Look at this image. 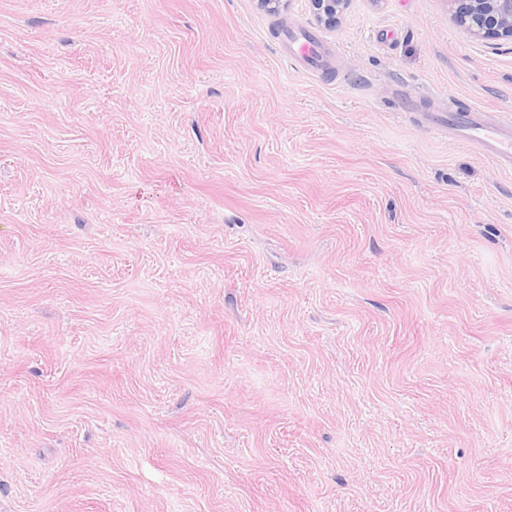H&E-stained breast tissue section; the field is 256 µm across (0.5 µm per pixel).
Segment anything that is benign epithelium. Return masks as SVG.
Instances as JSON below:
<instances>
[{"label": "benign epithelium", "instance_id": "7a95c632", "mask_svg": "<svg viewBox=\"0 0 512 512\" xmlns=\"http://www.w3.org/2000/svg\"><path fill=\"white\" fill-rule=\"evenodd\" d=\"M459 25L473 35L512 42V0H452ZM350 0H310L314 19L336 25Z\"/></svg>", "mask_w": 512, "mask_h": 512}]
</instances>
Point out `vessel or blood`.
<instances>
[{"instance_id": "vessel-or-blood-1", "label": "vessel or blood", "mask_w": 512, "mask_h": 512, "mask_svg": "<svg viewBox=\"0 0 512 512\" xmlns=\"http://www.w3.org/2000/svg\"><path fill=\"white\" fill-rule=\"evenodd\" d=\"M282 39L293 45L294 53L307 70L321 71L325 61L324 43L310 30L286 29ZM432 129L465 143L505 171L512 170V118L474 107L456 112H433Z\"/></svg>"}]
</instances>
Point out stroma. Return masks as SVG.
<instances>
[{"label": "stroma", "mask_w": 512, "mask_h": 512, "mask_svg": "<svg viewBox=\"0 0 512 512\" xmlns=\"http://www.w3.org/2000/svg\"><path fill=\"white\" fill-rule=\"evenodd\" d=\"M467 105L512 117V43L449 0H0V512H512ZM351 0H310L314 19L325 26H335L338 17L347 9ZM283 42L293 45L295 56L303 67L312 72H319L325 61L324 43L321 37L305 29H285L281 33Z\"/></svg>", "instance_id": "obj_1"}]
</instances>
